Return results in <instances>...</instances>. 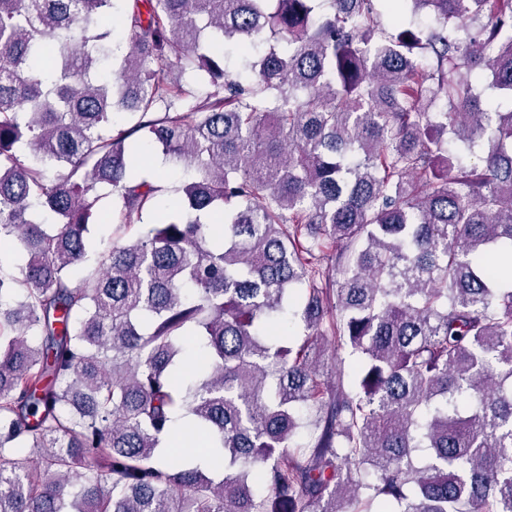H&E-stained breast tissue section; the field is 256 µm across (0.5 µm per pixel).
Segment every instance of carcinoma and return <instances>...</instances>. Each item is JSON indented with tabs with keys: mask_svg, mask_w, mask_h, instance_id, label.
Wrapping results in <instances>:
<instances>
[{
	"mask_svg": "<svg viewBox=\"0 0 512 512\" xmlns=\"http://www.w3.org/2000/svg\"><path fill=\"white\" fill-rule=\"evenodd\" d=\"M1 240L0 512H512V0H0ZM144 173L167 189V192L161 197V205L166 204L170 197L173 198L175 190L183 183L190 181L195 175L191 167L171 168L165 163L163 155L159 151L150 152L147 155ZM108 209L109 200L103 199L97 218L94 220V225L92 226V235L97 246L111 245L112 240L115 239V236H113L112 223L110 218H108Z\"/></svg>",
	"mask_w": 512,
	"mask_h": 512,
	"instance_id": "obj_1",
	"label": "carcinoma"
}]
</instances>
